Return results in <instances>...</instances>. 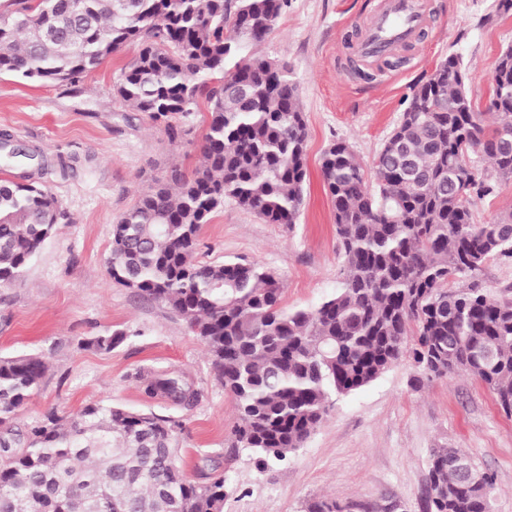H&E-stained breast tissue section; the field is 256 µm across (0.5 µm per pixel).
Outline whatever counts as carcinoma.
<instances>
[{
    "mask_svg": "<svg viewBox=\"0 0 512 512\" xmlns=\"http://www.w3.org/2000/svg\"><path fill=\"white\" fill-rule=\"evenodd\" d=\"M288 0H39L0 16V72L75 84L129 43L140 50L115 94L172 123L203 99L208 130L193 174L144 191L112 225V281L173 309L207 348L233 398L236 446L259 467L282 461L322 423L336 399L408 357L437 378L464 372L512 414V298L491 297L484 265L512 256V214L473 222L470 204L512 180V47L492 75L491 107L472 111L450 56L419 83L371 167L344 141L323 154L342 266L313 309L282 306L283 279L258 261H201L199 232L234 200L268 224L295 223L304 200L307 131L285 66L251 52ZM490 171L466 169L473 154ZM0 162L48 167L38 149L0 135ZM59 204L33 184L0 183V285L20 281L55 232ZM47 370L37 354L0 355V512H224V476L186 481L181 424L100 403L23 428L17 419ZM145 392L195 398L175 373ZM492 475L461 448H434L428 512H493Z\"/></svg>",
    "mask_w": 512,
    "mask_h": 512,
    "instance_id": "cac0c4a2",
    "label": "carcinoma"
}]
</instances>
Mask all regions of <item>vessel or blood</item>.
I'll list each match as a JSON object with an SVG mask.
<instances>
[{"label":"vessel or blood","instance_id":"1","mask_svg":"<svg viewBox=\"0 0 512 512\" xmlns=\"http://www.w3.org/2000/svg\"><path fill=\"white\" fill-rule=\"evenodd\" d=\"M423 23V0H384L359 45L361 57L390 55L400 44L414 40Z\"/></svg>","mask_w":512,"mask_h":512}]
</instances>
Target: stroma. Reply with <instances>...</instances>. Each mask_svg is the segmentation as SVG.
Instances as JSON below:
<instances>
[{
    "label": "stroma",
    "mask_w": 512,
    "mask_h": 512,
    "mask_svg": "<svg viewBox=\"0 0 512 512\" xmlns=\"http://www.w3.org/2000/svg\"><path fill=\"white\" fill-rule=\"evenodd\" d=\"M381 2L288 0L256 52L287 63L299 88L308 153L300 215L290 226L268 224L228 200L200 232L206 260L259 261L282 273L290 309L314 307L338 285L342 257L320 177L323 151L343 140L371 163L413 86L451 54L468 68L473 100L486 101L498 58L512 46V12H499L498 0H425L426 25L395 52L401 65L379 69L356 48ZM137 52L122 47L72 85L0 74V132L50 157H78L65 180L0 166V179H30L60 206L55 235L22 281L0 287V354H38L47 363L20 421L90 402L177 420L183 477L202 483L223 475L224 512H307L322 499L341 512H427L431 449L460 448L494 474V512H512V417L479 380L431 379L409 360L338 399L287 460L261 468L235 447L233 398L205 346L170 307L115 284L107 271L113 224L171 169L193 173L208 123V106L199 104L186 121L189 135L173 141L164 125L116 97L113 87ZM118 331L125 338L112 351L93 346L94 337ZM162 372L182 375L197 400L188 406L145 394L144 378Z\"/></svg>",
    "instance_id": "1"
}]
</instances>
